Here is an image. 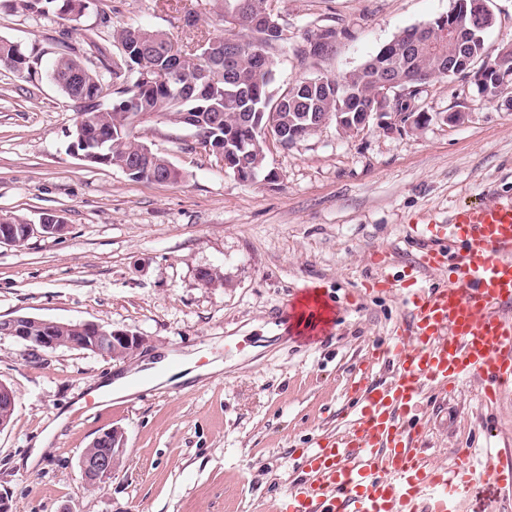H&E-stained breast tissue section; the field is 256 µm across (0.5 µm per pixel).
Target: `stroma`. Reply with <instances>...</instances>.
I'll return each mask as SVG.
<instances>
[{"mask_svg": "<svg viewBox=\"0 0 512 512\" xmlns=\"http://www.w3.org/2000/svg\"><path fill=\"white\" fill-rule=\"evenodd\" d=\"M100 0L78 20L40 17L0 0V39L35 57L22 77L0 66V215L38 222L52 213L61 233L0 246V319L26 315L92 321L146 336L150 352L192 353L221 373L143 389L91 404L101 380L127 361L83 350L31 352L0 336V382L15 394L0 432V494L11 512H274L302 475V453L344 429L372 352L390 342L408 313L403 292L373 288L377 262L405 279L404 240L419 216L443 222L461 205L512 199V78L495 99L471 78L433 79L419 129L378 126L352 136L327 123L290 148L269 145L273 179L252 183L192 146L191 133L163 119L138 127L166 155L175 183L130 180L69 150L79 109L49 76L66 49L96 59L115 53L114 29L161 30L176 41L224 36L215 0ZM455 0H270L288 37L274 58L271 93L289 84L343 78L405 29L453 9ZM332 27L326 55L300 57L308 34ZM465 113L451 125L441 117ZM224 283L204 285L203 271ZM335 311L327 333L308 342L289 326L305 289ZM482 384L432 389L423 401V445L445 467L468 455L488 462L489 446L512 444V391L482 404ZM71 416L57 432L51 423ZM125 433L122 466L100 489L81 475L83 448L103 430ZM36 467L24 466L42 437ZM512 490L485 479L460 512H502Z\"/></svg>", "mask_w": 512, "mask_h": 512, "instance_id": "1", "label": "stroma"}]
</instances>
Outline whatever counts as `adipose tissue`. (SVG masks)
Wrapping results in <instances>:
<instances>
[{
  "instance_id": "ef3b65f1",
  "label": "adipose tissue",
  "mask_w": 512,
  "mask_h": 512,
  "mask_svg": "<svg viewBox=\"0 0 512 512\" xmlns=\"http://www.w3.org/2000/svg\"><path fill=\"white\" fill-rule=\"evenodd\" d=\"M217 365L196 366L193 355L185 354L181 358H173L165 355L162 358L151 361L147 367L136 373L105 381L99 386L96 396L110 400L135 393L142 387L156 385H173L181 383L196 376H205L217 372Z\"/></svg>"
}]
</instances>
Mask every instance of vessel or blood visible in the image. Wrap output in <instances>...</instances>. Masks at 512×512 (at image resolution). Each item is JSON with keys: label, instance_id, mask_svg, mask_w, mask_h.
<instances>
[{"label": "vessel or blood", "instance_id": "obj_1", "mask_svg": "<svg viewBox=\"0 0 512 512\" xmlns=\"http://www.w3.org/2000/svg\"><path fill=\"white\" fill-rule=\"evenodd\" d=\"M411 238L415 276L449 277L410 294L407 320L371 358L395 366L392 379L360 383L346 429L307 450L279 512H449L480 477L465 459L438 465L409 438L423 434L427 389L476 379L494 401L512 388V200L457 207Z\"/></svg>", "mask_w": 512, "mask_h": 512}]
</instances>
